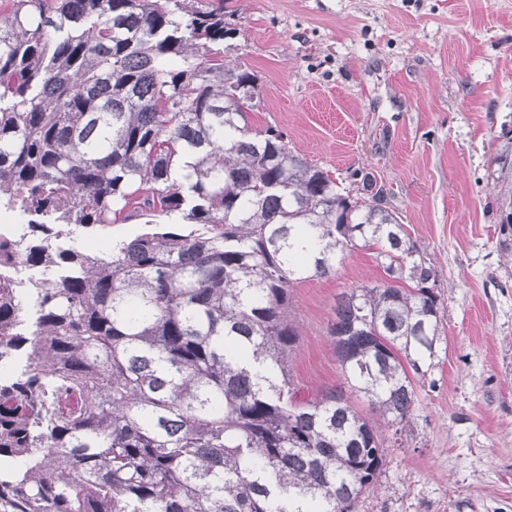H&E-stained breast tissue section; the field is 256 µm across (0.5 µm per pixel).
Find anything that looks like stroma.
I'll use <instances>...</instances> for the list:
<instances>
[{"label":"stroma","mask_w":512,"mask_h":512,"mask_svg":"<svg viewBox=\"0 0 512 512\" xmlns=\"http://www.w3.org/2000/svg\"><path fill=\"white\" fill-rule=\"evenodd\" d=\"M210 2L258 77L252 124L287 132L344 187L371 174L440 272L443 333L414 427L354 512H512V265L488 178L512 130V0ZM381 277L358 249L293 288L301 395L344 385L327 336L336 296Z\"/></svg>","instance_id":"35a3bbf8"}]
</instances>
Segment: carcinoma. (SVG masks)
<instances>
[{
	"label": "carcinoma",
	"mask_w": 512,
	"mask_h": 512,
	"mask_svg": "<svg viewBox=\"0 0 512 512\" xmlns=\"http://www.w3.org/2000/svg\"><path fill=\"white\" fill-rule=\"evenodd\" d=\"M0 8V512H352L379 431L409 426L434 356L437 269L385 206L257 129V77L202 0ZM512 261V137L494 158ZM141 221L108 251L73 229ZM371 249L384 278L336 298L344 379L297 396L291 288ZM39 271L29 291L20 267Z\"/></svg>",
	"instance_id": "cac0c4a2"
}]
</instances>
